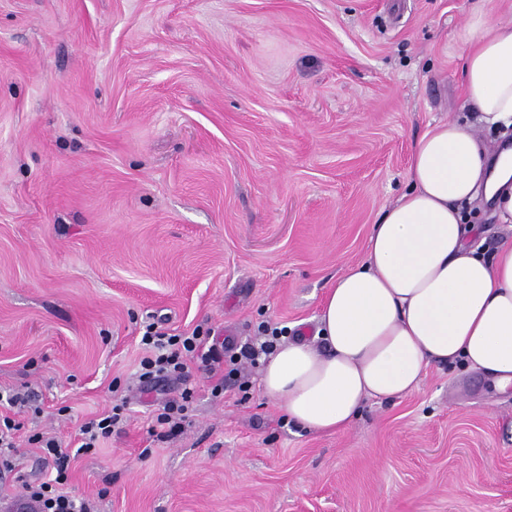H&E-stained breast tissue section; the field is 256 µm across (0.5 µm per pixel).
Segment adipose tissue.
<instances>
[{
  "mask_svg": "<svg viewBox=\"0 0 512 512\" xmlns=\"http://www.w3.org/2000/svg\"><path fill=\"white\" fill-rule=\"evenodd\" d=\"M462 72L477 122L442 121L415 142L408 190L380 213L363 260L327 289L313 339L280 344L266 361L264 395L304 428L345 430L365 401L406 395L434 362L512 386V244L487 258L467 241L477 199L512 224V150L489 160L475 131L512 127V23L475 13Z\"/></svg>",
  "mask_w": 512,
  "mask_h": 512,
  "instance_id": "adipose-tissue-1",
  "label": "adipose tissue"
}]
</instances>
